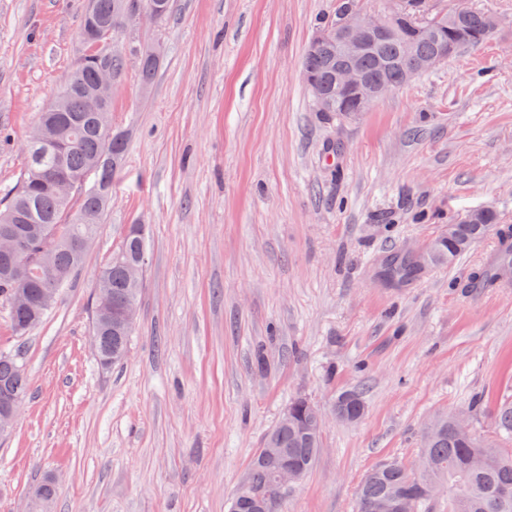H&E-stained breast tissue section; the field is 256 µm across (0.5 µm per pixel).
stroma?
Segmentation results:
<instances>
[{"label":"stroma","mask_w":512,"mask_h":512,"mask_svg":"<svg viewBox=\"0 0 512 512\" xmlns=\"http://www.w3.org/2000/svg\"><path fill=\"white\" fill-rule=\"evenodd\" d=\"M88 0H0V199L23 145L78 63ZM495 14L494 39L340 118L315 111L303 53L336 0H173L151 91L128 58L112 92L126 150L81 270L18 338L0 301V350L22 348L30 391L0 434V512H230L291 400L324 416L322 448L284 512H356L375 466H413L423 428L463 413L496 434L512 400V285L463 283L487 236L406 287L379 260L420 252L473 210L512 225V0H429ZM146 264L129 351L91 347L97 277L130 225ZM360 391L364 416L334 406ZM365 410V401L359 392H342L336 398V417L343 422L358 421L364 415Z\"/></svg>","instance_id":"stroma-1"}]
</instances>
